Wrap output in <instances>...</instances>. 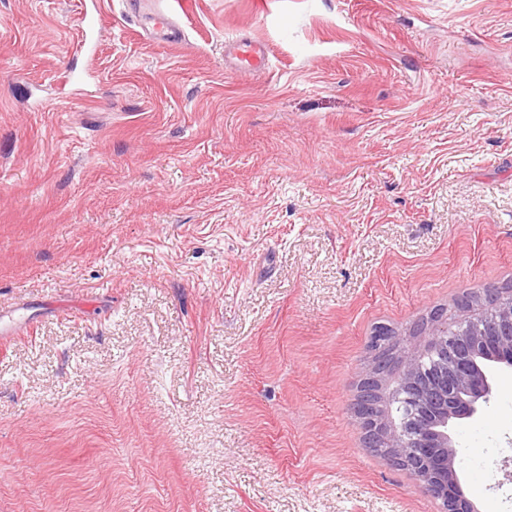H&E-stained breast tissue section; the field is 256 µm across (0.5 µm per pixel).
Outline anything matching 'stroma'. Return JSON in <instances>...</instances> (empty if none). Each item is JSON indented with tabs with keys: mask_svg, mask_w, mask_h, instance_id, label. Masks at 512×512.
<instances>
[{
	"mask_svg": "<svg viewBox=\"0 0 512 512\" xmlns=\"http://www.w3.org/2000/svg\"><path fill=\"white\" fill-rule=\"evenodd\" d=\"M96 2L88 58L0 0V512H440L350 407L375 326L512 283V0ZM451 436L512 512V369ZM186 0H174L169 8L156 10L151 17H134L138 21V26L143 35L145 34L153 41L162 44L176 45L185 39V33L182 28L176 25L172 16L177 12H184ZM231 50L239 67L249 71L269 69L270 51L265 44L241 38L233 42Z\"/></svg>",
	"mask_w": 512,
	"mask_h": 512,
	"instance_id": "stroma-1",
	"label": "stroma"
}]
</instances>
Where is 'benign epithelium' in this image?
<instances>
[{"label": "benign epithelium", "instance_id": "1", "mask_svg": "<svg viewBox=\"0 0 512 512\" xmlns=\"http://www.w3.org/2000/svg\"><path fill=\"white\" fill-rule=\"evenodd\" d=\"M474 327L448 334V325L437 322L425 331L413 328L403 350L391 354L372 341L371 362L363 378L389 387L388 377L376 371L388 362L400 373L409 394L384 397V406L373 412L360 410L353 399L351 413L361 430H369L389 444L396 459L407 466L417 484L440 501L442 512H478L459 492L456 449L449 434L454 420L476 416L492 394V380L482 367L486 345L493 344L498 359L512 367V289L490 286L480 302L468 308ZM436 355L432 367L420 359Z\"/></svg>", "mask_w": 512, "mask_h": 512}]
</instances>
